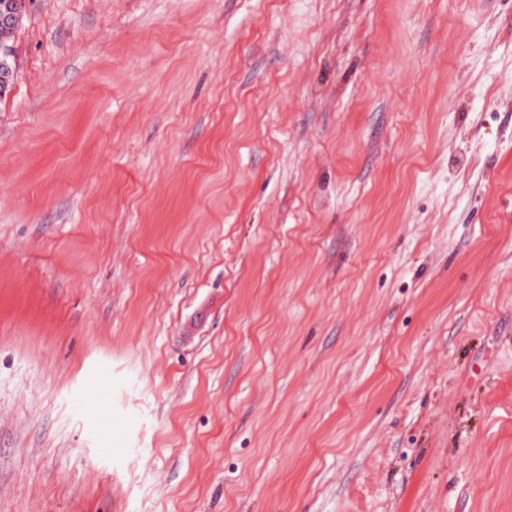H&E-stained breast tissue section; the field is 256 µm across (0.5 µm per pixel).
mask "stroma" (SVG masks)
Masks as SVG:
<instances>
[{"mask_svg":"<svg viewBox=\"0 0 512 512\" xmlns=\"http://www.w3.org/2000/svg\"><path fill=\"white\" fill-rule=\"evenodd\" d=\"M10 42L0 512H512V0Z\"/></svg>","mask_w":512,"mask_h":512,"instance_id":"35a3bbf8","label":"stroma"}]
</instances>
